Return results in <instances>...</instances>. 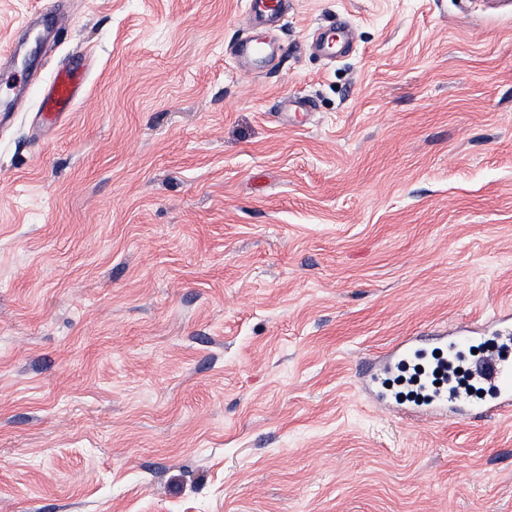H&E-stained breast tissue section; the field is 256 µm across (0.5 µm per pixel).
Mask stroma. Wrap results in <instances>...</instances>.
I'll use <instances>...</instances> for the list:
<instances>
[{"label":"stroma","mask_w":512,"mask_h":512,"mask_svg":"<svg viewBox=\"0 0 512 512\" xmlns=\"http://www.w3.org/2000/svg\"><path fill=\"white\" fill-rule=\"evenodd\" d=\"M245 5L67 0L50 44L0 0L38 73L0 127V512H512V415L356 379L512 309V5L288 0L261 74ZM341 18L354 53L307 51ZM272 54L271 44L257 33L239 41L230 50V55L238 67L240 64L246 65L255 73L266 69V63ZM84 62L70 61L57 69L44 87L39 111L61 115L70 112L82 98L85 91L86 76ZM482 328L458 326L448 330V336H422L419 340L404 338L390 349L388 362L370 380L369 387L374 391L377 405L393 411L391 396L387 392V376L401 364L419 356H429L434 352H454L465 345H473L486 341V336H474ZM418 341L432 344L429 349L423 348Z\"/></svg>","instance_id":"35a3bbf8"}]
</instances>
